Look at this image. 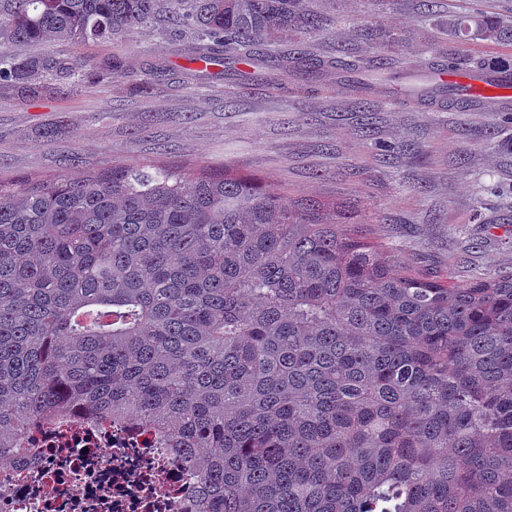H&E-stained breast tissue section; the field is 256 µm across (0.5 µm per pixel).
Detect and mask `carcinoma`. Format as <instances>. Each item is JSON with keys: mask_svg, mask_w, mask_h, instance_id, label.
<instances>
[{"mask_svg": "<svg viewBox=\"0 0 512 512\" xmlns=\"http://www.w3.org/2000/svg\"><path fill=\"white\" fill-rule=\"evenodd\" d=\"M299 0H0V46L83 47L158 21L189 62L286 86L334 70L365 112L417 64L266 47L331 35ZM512 40V21L460 24ZM66 53L0 54V90L85 83ZM124 75V62H95ZM167 68L139 80L147 93ZM141 422L198 479L192 512H512V271L450 284L224 170L127 165L0 180V469L36 416Z\"/></svg>", "mask_w": 512, "mask_h": 512, "instance_id": "carcinoma-1", "label": "carcinoma"}]
</instances>
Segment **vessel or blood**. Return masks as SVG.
<instances>
[{"mask_svg":"<svg viewBox=\"0 0 512 512\" xmlns=\"http://www.w3.org/2000/svg\"><path fill=\"white\" fill-rule=\"evenodd\" d=\"M443 82L458 87L472 103L495 111L512 104V71L491 66L489 70L473 72H443Z\"/></svg>","mask_w":512,"mask_h":512,"instance_id":"b4317fda","label":"vessel or blood"}]
</instances>
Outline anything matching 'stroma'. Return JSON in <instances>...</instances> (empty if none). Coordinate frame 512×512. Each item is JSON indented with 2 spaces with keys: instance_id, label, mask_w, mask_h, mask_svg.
<instances>
[{
  "instance_id": "stroma-1",
  "label": "stroma",
  "mask_w": 512,
  "mask_h": 512,
  "mask_svg": "<svg viewBox=\"0 0 512 512\" xmlns=\"http://www.w3.org/2000/svg\"><path fill=\"white\" fill-rule=\"evenodd\" d=\"M421 20V0H301L337 21L332 38L308 39L324 53L334 43L367 59L429 61L451 48L471 61L512 55L509 41H457L455 15L495 14L512 20V0H444ZM189 31L146 26L114 44L82 48L88 59L119 53L126 76L97 78L90 89L24 102L0 96V179L80 175L161 161L238 173L287 187L297 198L349 206L344 220L361 223L404 265L439 280L467 284L512 270V128L498 112H440L401 99L365 117L324 75L312 90L217 80L201 87L182 74L150 93L136 83L154 55ZM234 107H226L227 98ZM372 120L370 137L360 128ZM57 129L54 138L46 132ZM398 147L392 164L383 146Z\"/></svg>"
}]
</instances>
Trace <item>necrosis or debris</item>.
<instances>
[{
	"instance_id": "obj_1",
	"label": "necrosis or debris",
	"mask_w": 512,
	"mask_h": 512,
	"mask_svg": "<svg viewBox=\"0 0 512 512\" xmlns=\"http://www.w3.org/2000/svg\"><path fill=\"white\" fill-rule=\"evenodd\" d=\"M25 458L0 470V512H188L197 482L133 424L34 421Z\"/></svg>"
}]
</instances>
